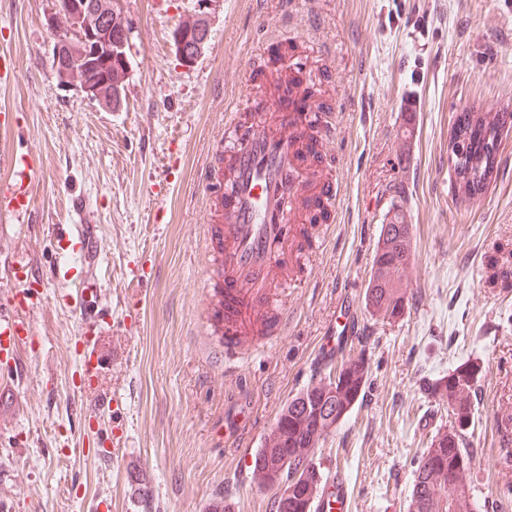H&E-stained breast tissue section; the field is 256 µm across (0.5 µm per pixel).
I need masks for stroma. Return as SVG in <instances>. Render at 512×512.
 <instances>
[{
    "mask_svg": "<svg viewBox=\"0 0 512 512\" xmlns=\"http://www.w3.org/2000/svg\"><path fill=\"white\" fill-rule=\"evenodd\" d=\"M52 0H0V153L24 157L32 207L0 199V309L19 297L34 338L0 391V512H211L226 485L236 512H272L254 449L309 382L313 358L351 293L363 306L381 224L411 226L413 301L370 326L364 395L315 452L341 469L352 512H408L412 472L447 413L424 394L465 360L480 364L469 445L472 491L486 512H512V467L494 434L512 419V130L487 191L458 201L448 135L460 109L512 112V0H125L132 69L120 111L57 90ZM209 38L182 65L172 46L185 14ZM262 28H255L256 12ZM280 37L332 44L314 64L335 94L330 150L341 186L310 277L288 294L291 324L244 352L235 374L206 334V186L226 98L247 93L263 45ZM420 107L413 131L403 103ZM408 149L417 160L398 168ZM100 251L89 273L102 363L86 364L72 249L80 231ZM253 422L250 447L224 439V413Z\"/></svg>",
    "mask_w": 512,
    "mask_h": 512,
    "instance_id": "obj_1",
    "label": "stroma"
}]
</instances>
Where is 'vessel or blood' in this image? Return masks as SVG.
I'll return each instance as SVG.
<instances>
[{
    "label": "vessel or blood",
    "mask_w": 512,
    "mask_h": 512,
    "mask_svg": "<svg viewBox=\"0 0 512 512\" xmlns=\"http://www.w3.org/2000/svg\"><path fill=\"white\" fill-rule=\"evenodd\" d=\"M305 43L267 42L251 68L253 92L228 103L224 144L210 155L201 176L206 199L211 265L206 323L234 369L244 349L267 346L288 330L284 295L313 270L329 224L340 206L328 147L336 138L333 97L308 93L293 72ZM15 214L29 209L27 187L0 188ZM337 345L363 340L365 323L343 299ZM30 335L15 311L0 310V352L10 353ZM325 499L338 512L348 500L343 473H333Z\"/></svg>",
    "instance_id": "vessel-or-blood-1"
}]
</instances>
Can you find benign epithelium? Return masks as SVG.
<instances>
[{
  "label": "benign epithelium",
  "instance_id": "7a95c632",
  "mask_svg": "<svg viewBox=\"0 0 512 512\" xmlns=\"http://www.w3.org/2000/svg\"><path fill=\"white\" fill-rule=\"evenodd\" d=\"M47 27L55 37L56 87L84 94L100 108L119 111L129 78L130 26L123 0H54ZM208 28L203 13L181 19L174 34L176 56L185 66L195 63L204 42L187 45L191 37ZM108 67L104 79L92 77L89 60Z\"/></svg>",
  "mask_w": 512,
  "mask_h": 512
}]
</instances>
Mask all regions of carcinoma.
<instances>
[{"label": "carcinoma", "instance_id": "obj_1", "mask_svg": "<svg viewBox=\"0 0 512 512\" xmlns=\"http://www.w3.org/2000/svg\"><path fill=\"white\" fill-rule=\"evenodd\" d=\"M512 121L506 112L478 109L452 129L448 159L453 165L458 200L484 193L497 167V129ZM393 223L381 225L364 302L372 318L392 321L412 299L408 280L412 262L411 228L394 211ZM479 367L462 362L428 385L434 403L448 411L413 473L409 512H482L469 492L471 459L467 451L474 420ZM368 380L361 357L342 362L335 376L316 370L309 383L282 408L275 424L253 454L251 471L261 487L277 489L275 512H317L323 496L315 449L356 406Z\"/></svg>", "mask_w": 512, "mask_h": 512}]
</instances>
